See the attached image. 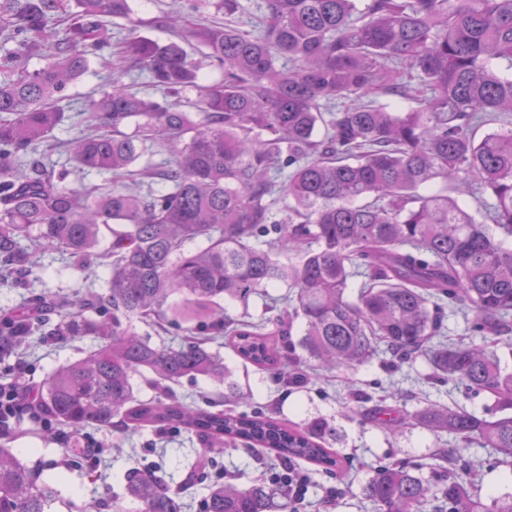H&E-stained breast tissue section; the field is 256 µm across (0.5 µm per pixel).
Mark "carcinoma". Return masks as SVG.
Returning <instances> with one entry per match:
<instances>
[{"instance_id":"carcinoma-1","label":"carcinoma","mask_w":512,"mask_h":512,"mask_svg":"<svg viewBox=\"0 0 512 512\" xmlns=\"http://www.w3.org/2000/svg\"><path fill=\"white\" fill-rule=\"evenodd\" d=\"M220 2L224 26L201 24L192 36L224 82L203 87L196 111L184 112L174 98L198 81L188 54L140 36L130 0H0V267L22 275L48 250L100 249L109 271L103 293L73 303L37 296L0 321V357L34 331L98 341L38 387L51 422L43 437L74 439L89 426L184 430L203 440L204 464L241 443L285 468L304 461L346 478L329 420L292 427L237 409L243 396L205 342L227 336L261 369L295 360L298 346L325 370L383 347L397 364L423 353L430 381L486 394L502 415L439 405L393 415L377 405L374 424L416 425L512 458V370L492 343L436 339L448 309L472 314L475 336L512 340V0H261L253 32L234 22L240 0ZM53 16L67 22L61 39L48 29ZM107 18L126 21L110 89L89 101L85 129L65 149L79 170L117 178L145 142L169 146L173 158L153 167L162 188L149 196L132 185L76 190L66 172L25 163L64 121L69 86L109 47ZM36 55L48 63L31 70ZM127 63L162 99L121 82ZM491 123L499 129L477 137ZM450 179L457 196L429 190ZM281 200L283 222L274 217ZM276 287L287 289L285 308L271 305L257 322L229 315L227 302ZM169 315L192 340L157 346L136 331L137 321ZM143 372L159 387L145 401L133 386ZM189 376L224 385L223 399L180 398L174 387ZM442 461L435 488L391 466L364 495L378 512H512V494L484 502L454 475L453 459ZM99 463L101 449L79 446L65 467ZM124 490L140 512H184L182 487L158 467L128 471ZM56 498L39 469L0 444V512H51ZM203 502L202 512L292 509L272 484H214Z\"/></svg>"}]
</instances>
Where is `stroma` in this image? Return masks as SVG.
Returning a JSON list of instances; mask_svg holds the SVG:
<instances>
[{
    "instance_id": "1",
    "label": "stroma",
    "mask_w": 512,
    "mask_h": 512,
    "mask_svg": "<svg viewBox=\"0 0 512 512\" xmlns=\"http://www.w3.org/2000/svg\"><path fill=\"white\" fill-rule=\"evenodd\" d=\"M215 3L216 0H201L198 12L187 16L182 26L172 29L165 25L162 17L181 9L184 0H132L135 16L140 21V35L160 43L181 41L203 84L220 82L224 74L212 65L190 31L200 22L223 23L224 14L216 9ZM106 87V82L97 73L90 71L80 77L70 86L63 104L65 121L29 154L30 160L41 159L53 163L56 169L68 170L67 182L75 189L112 184V178L107 174L75 172L62 148L63 142L80 135L88 100ZM107 279L108 272L104 268H97L95 275L89 277L78 268L75 258L56 250L49 251L33 271L20 277L0 279V313L17 309L32 296L49 290L66 295L102 292L106 289ZM96 347L97 342L91 337L44 342L35 335L19 348L17 354L0 360V376L10 372L15 374L18 384L33 386L52 371L84 357ZM220 353L232 380L244 394L247 406L275 408L280 418L293 423L324 417L336 426L337 439L332 449L338 456L349 459L350 478L340 484L324 468L307 465L310 477L308 512H374L373 505L363 495V486L375 468L401 462L427 476L434 465L431 454L438 448L452 455L458 476L472 485L483 501L512 493V466L503 463L501 454L495 449L477 445L467 447L455 437L438 438L419 427L393 436L375 427L363 415L342 413L343 404L363 393L400 413L415 411L430 402L459 406L480 415L495 413L494 400L484 394L451 384L427 383L431 367L426 358L394 368L390 365V355L383 354L356 368L338 369L288 387L278 374L245 363L232 349L224 347ZM83 437L103 448L102 462L91 469L82 467L71 471L61 465L62 460L71 455L70 444L45 442L31 434L17 435L12 442L13 452L20 461L30 465L45 462L43 477L54 483L59 493L53 512H83L88 504H101L112 497L122 496L124 475L133 467L157 465L165 469L174 482H181L201 448L195 436L183 432L163 434L145 430L131 434L89 428ZM270 472L269 453L241 447L225 449L216 468L208 471L203 483L185 488V512H200L207 486L220 479L247 487L266 480ZM334 484L340 485L343 495L328 507L323 505L322 499L326 488Z\"/></svg>"
}]
</instances>
